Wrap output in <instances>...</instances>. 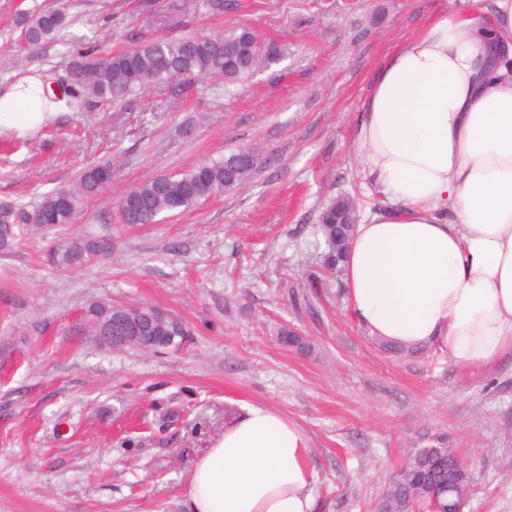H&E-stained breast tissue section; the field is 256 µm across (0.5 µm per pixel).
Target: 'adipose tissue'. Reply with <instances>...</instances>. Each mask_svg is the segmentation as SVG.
<instances>
[{"mask_svg": "<svg viewBox=\"0 0 512 512\" xmlns=\"http://www.w3.org/2000/svg\"><path fill=\"white\" fill-rule=\"evenodd\" d=\"M40 74L0 92V134L56 112ZM357 151L383 204L341 265L372 335L484 369L512 352V0L444 11L385 59ZM303 430L246 407L189 473L183 512H314Z\"/></svg>", "mask_w": 512, "mask_h": 512, "instance_id": "1", "label": "adipose tissue"}]
</instances>
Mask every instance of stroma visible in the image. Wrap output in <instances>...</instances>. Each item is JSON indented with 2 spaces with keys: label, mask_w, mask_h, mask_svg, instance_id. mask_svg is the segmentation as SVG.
Masks as SVG:
<instances>
[{
  "label": "stroma",
  "mask_w": 512,
  "mask_h": 512,
  "mask_svg": "<svg viewBox=\"0 0 512 512\" xmlns=\"http://www.w3.org/2000/svg\"><path fill=\"white\" fill-rule=\"evenodd\" d=\"M0 0V90L20 74H65L68 46L26 48L18 10L65 9L71 33L119 50L160 37L246 25L280 49L234 94L199 77L120 104L59 103L39 129L0 135V202L35 206L87 163L111 184L82 198L75 223L0 252V512H182L195 459L247 405L305 432L318 512H375L418 433H447L474 492L463 512H512V353L474 371L438 349L382 352L325 269L321 208L381 197L355 146L387 54L435 13L489 0ZM256 148L248 183L190 212L133 228L124 193L239 147ZM108 237L111 256L64 271L49 249ZM323 286L312 291L310 276ZM95 300L152 303L181 317L177 351L98 349L83 333ZM295 329L300 352L276 340Z\"/></svg>",
  "instance_id": "35a3bbf8"
}]
</instances>
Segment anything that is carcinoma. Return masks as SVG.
Wrapping results in <instances>:
<instances>
[{
  "label": "carcinoma",
  "instance_id": "obj_1",
  "mask_svg": "<svg viewBox=\"0 0 512 512\" xmlns=\"http://www.w3.org/2000/svg\"><path fill=\"white\" fill-rule=\"evenodd\" d=\"M22 37L30 46L69 41L72 21L66 12L44 9L20 18ZM279 54L261 50L255 32L239 27L200 42L192 35L158 38L146 44L101 52L88 44L72 51L67 61L68 80L61 93L71 101L118 102L159 84H170L191 76H210L224 81V87L238 85L260 66L275 62ZM258 154L241 148L214 160L204 161L174 174L146 178L131 187L117 209L121 224H155L166 214L198 207L213 196L245 185L255 169ZM109 162L91 164L79 173L70 187L46 194L29 208L0 203V252L10 251L30 230H51L75 220L79 200L99 192L112 181ZM354 230L352 224H327L319 220L318 232L327 246L325 265L339 268ZM96 239L76 237L50 254V261L64 270H77L101 261ZM152 304L112 305L94 301L84 312V334L100 335L108 323L121 320L144 325L154 341V351L178 348L189 340L184 322L174 326L160 322ZM278 342L306 351V340L281 327ZM384 487L376 512H448L465 504L472 494L469 474L458 464L448 435L425 431L412 442L398 469Z\"/></svg>",
  "mask_w": 512,
  "mask_h": 512
}]
</instances>
